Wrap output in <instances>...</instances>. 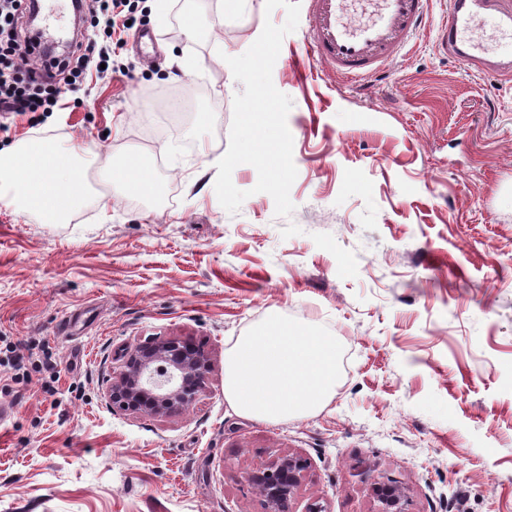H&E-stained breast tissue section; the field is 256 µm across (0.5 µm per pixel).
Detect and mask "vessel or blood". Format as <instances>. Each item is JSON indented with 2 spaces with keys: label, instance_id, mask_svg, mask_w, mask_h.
Instances as JSON below:
<instances>
[{
  "label": "vessel or blood",
  "instance_id": "vessel-or-blood-1",
  "mask_svg": "<svg viewBox=\"0 0 512 512\" xmlns=\"http://www.w3.org/2000/svg\"><path fill=\"white\" fill-rule=\"evenodd\" d=\"M429 0H371L365 21L349 18L350 0H308L310 56L321 69L347 81L367 82L426 29ZM495 13L502 33L512 32V0H450L448 19L438 29L444 52L477 71L512 75V50L496 53L472 26Z\"/></svg>",
  "mask_w": 512,
  "mask_h": 512
}]
</instances>
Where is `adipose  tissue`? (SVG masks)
Here are the masks:
<instances>
[{
    "instance_id": "adipose-tissue-1",
    "label": "adipose tissue",
    "mask_w": 512,
    "mask_h": 512,
    "mask_svg": "<svg viewBox=\"0 0 512 512\" xmlns=\"http://www.w3.org/2000/svg\"><path fill=\"white\" fill-rule=\"evenodd\" d=\"M77 148L29 141L0 151V191L12 190L19 215L57 223L87 194ZM334 337L273 315L240 337L225 362L224 395L239 414L285 420L319 409L336 386Z\"/></svg>"
}]
</instances>
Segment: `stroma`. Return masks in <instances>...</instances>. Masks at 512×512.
Wrapping results in <instances>:
<instances>
[{
  "mask_svg": "<svg viewBox=\"0 0 512 512\" xmlns=\"http://www.w3.org/2000/svg\"><path fill=\"white\" fill-rule=\"evenodd\" d=\"M136 17L132 78L0 113L1 150L91 146L93 185L56 224L0 200V352L30 363L0 364V512H267L245 474L284 454L307 462L292 512H376L371 477L409 512H512V78L426 33L360 89L313 63L298 24L272 72L293 102L295 209L276 216L241 164L232 215L214 184L244 86L225 59L286 12L141 0ZM133 155L152 166L139 195L105 178ZM273 313L339 348L332 395L288 421L224 397L226 351ZM154 337L201 346L205 388L170 416L113 409L117 353Z\"/></svg>",
  "mask_w": 512,
  "mask_h": 512,
  "instance_id": "stroma-1",
  "label": "stroma"
}]
</instances>
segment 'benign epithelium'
Wrapping results in <instances>:
<instances>
[{
    "label": "benign epithelium",
    "instance_id": "obj_1",
    "mask_svg": "<svg viewBox=\"0 0 512 512\" xmlns=\"http://www.w3.org/2000/svg\"><path fill=\"white\" fill-rule=\"evenodd\" d=\"M208 355L194 343L176 338L150 339L122 350V363L112 378L108 397L124 412L170 415L192 405L205 387ZM307 463L279 455L246 474L249 484L265 497L270 512H289ZM378 512H407L401 489L393 479L369 484Z\"/></svg>",
    "mask_w": 512,
    "mask_h": 512
}]
</instances>
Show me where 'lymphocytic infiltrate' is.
Here are the masks:
<instances>
[{"mask_svg":"<svg viewBox=\"0 0 512 512\" xmlns=\"http://www.w3.org/2000/svg\"><path fill=\"white\" fill-rule=\"evenodd\" d=\"M30 10L28 0H0V112H49L62 90L79 89L89 65L101 66L102 76L131 77V65L112 58L104 30L102 41H80L63 59L30 66L36 42L23 33L22 20Z\"/></svg>","mask_w":512,"mask_h":512,"instance_id":"lymphocytic-infiltrate-1","label":"lymphocytic infiltrate"}]
</instances>
